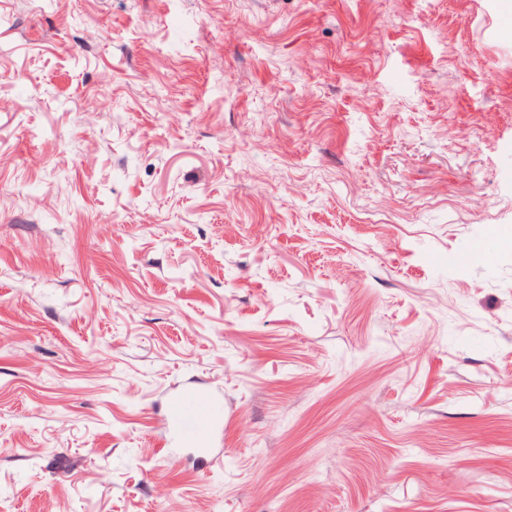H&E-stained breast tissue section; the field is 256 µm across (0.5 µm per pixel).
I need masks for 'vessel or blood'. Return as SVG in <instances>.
<instances>
[{"mask_svg":"<svg viewBox=\"0 0 512 512\" xmlns=\"http://www.w3.org/2000/svg\"><path fill=\"white\" fill-rule=\"evenodd\" d=\"M224 409L220 401L207 396L175 399L169 409V423L180 444L191 445L222 425Z\"/></svg>","mask_w":512,"mask_h":512,"instance_id":"b4317fda","label":"vessel or blood"}]
</instances>
